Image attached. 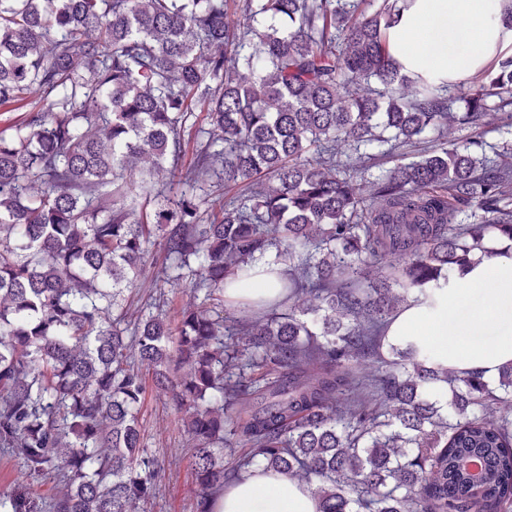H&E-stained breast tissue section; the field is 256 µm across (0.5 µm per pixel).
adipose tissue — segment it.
<instances>
[{"instance_id": "ef3b65f1", "label": "adipose tissue", "mask_w": 512, "mask_h": 512, "mask_svg": "<svg viewBox=\"0 0 512 512\" xmlns=\"http://www.w3.org/2000/svg\"><path fill=\"white\" fill-rule=\"evenodd\" d=\"M505 0H405L387 31L388 53L400 71L435 83L472 78L498 58L512 55V28L502 20ZM495 281L489 289L488 312L508 327L491 346L461 336L448 339V319L457 300L469 290ZM279 279L270 264H254L250 278L228 284L224 301L250 305L273 300ZM389 342L408 340L426 346L438 363L465 375L481 373L495 382L503 366L512 364V249L497 245L490 263L476 266L454 287L432 289L430 296L411 294L393 318ZM318 501L307 484L284 475L254 470L228 486L215 512H317Z\"/></svg>"}]
</instances>
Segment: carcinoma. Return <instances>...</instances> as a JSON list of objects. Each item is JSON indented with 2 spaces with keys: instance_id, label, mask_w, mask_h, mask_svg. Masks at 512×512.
<instances>
[{
  "instance_id": "carcinoma-1",
  "label": "carcinoma",
  "mask_w": 512,
  "mask_h": 512,
  "mask_svg": "<svg viewBox=\"0 0 512 512\" xmlns=\"http://www.w3.org/2000/svg\"><path fill=\"white\" fill-rule=\"evenodd\" d=\"M374 2L0 0V106L40 103L0 131V456L61 486L18 482L0 512H138L144 367L193 441L196 512L256 466L319 512H512V365L491 387L384 342L410 293L512 241V147L441 144L363 190L336 141L367 169L456 119L446 86L406 95L398 0ZM475 80L457 88L478 125L512 105V56ZM268 258L282 298L230 325L197 306L173 328L157 298L127 317L147 271L222 302ZM226 448L247 452L226 468Z\"/></svg>"
}]
</instances>
